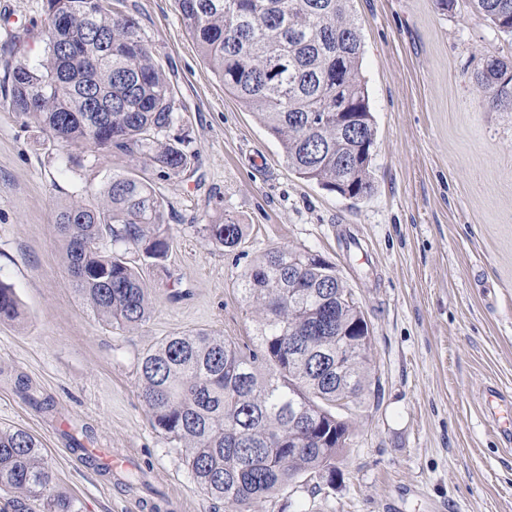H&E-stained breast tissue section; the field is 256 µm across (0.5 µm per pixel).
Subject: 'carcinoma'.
<instances>
[{"label": "carcinoma", "mask_w": 512, "mask_h": 512, "mask_svg": "<svg viewBox=\"0 0 512 512\" xmlns=\"http://www.w3.org/2000/svg\"><path fill=\"white\" fill-rule=\"evenodd\" d=\"M497 31L512 36V0H470ZM44 55L8 71L9 109L35 120L64 150L118 151L144 158L160 176L191 170L196 155L167 139L175 94L136 19L121 0H47ZM182 23L224 91L254 113L299 177L358 199L372 190L376 127L361 73L362 40L352 0H177ZM494 108L512 106V62L489 58L477 75ZM112 104L107 129L92 122L89 97ZM358 119L359 135L336 128V113ZM90 203L58 209L72 286L93 315L115 330L143 324L150 297L142 276L168 257L166 205L147 176L114 174ZM246 225L204 224L216 247L234 248ZM260 315L254 347L212 331L164 338L140 365L141 396L153 425L187 452L209 495L249 512L302 476L332 485L349 435L342 374L357 398L369 386L368 323L336 265L309 251L275 247L240 279ZM19 315L0 280V320ZM347 341L341 367L336 346ZM42 444L24 429L0 427V487L28 502L19 512H79L50 491Z\"/></svg>", "instance_id": "1"}]
</instances>
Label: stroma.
<instances>
[{"mask_svg":"<svg viewBox=\"0 0 512 512\" xmlns=\"http://www.w3.org/2000/svg\"><path fill=\"white\" fill-rule=\"evenodd\" d=\"M178 107L169 137L198 159L154 177L174 239L143 277L148 320L116 331L72 287L55 231L58 207L86 199L143 160L85 153L65 167L34 121L0 104V279L21 316L0 321V427L35 435L54 491L80 512H232L196 483L186 450L156 429L140 396L143 355L161 339L208 330L247 342L256 317L241 274L269 249L335 263L372 336L370 386L351 417L335 486L302 477L251 512H512V441L482 410L485 391L512 397V110L476 84L486 57L512 61V39L460 5L354 0L377 127L371 193L349 199L298 177L281 147L203 62L176 0H124ZM46 0H0V75L44 49ZM246 225L233 249L201 227ZM50 400L31 406L19 391ZM149 462L131 489L70 454L71 434Z\"/></svg>","mask_w":512,"mask_h":512,"instance_id":"35a3bbf8","label":"stroma"}]
</instances>
